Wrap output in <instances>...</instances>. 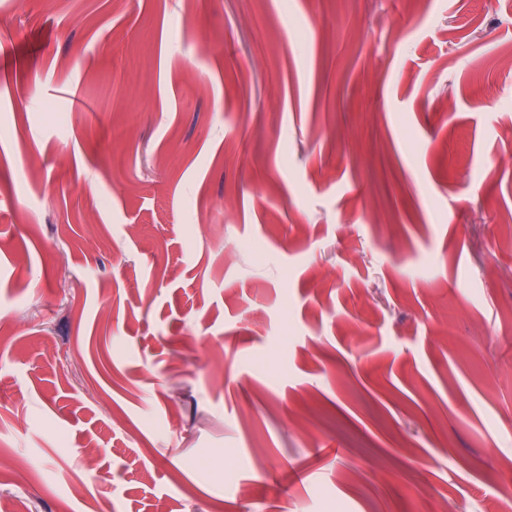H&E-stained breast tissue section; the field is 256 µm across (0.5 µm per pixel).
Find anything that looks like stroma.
Wrapping results in <instances>:
<instances>
[{
	"instance_id": "obj_1",
	"label": "stroma",
	"mask_w": 512,
	"mask_h": 512,
	"mask_svg": "<svg viewBox=\"0 0 512 512\" xmlns=\"http://www.w3.org/2000/svg\"><path fill=\"white\" fill-rule=\"evenodd\" d=\"M0 456L23 512H512V0H0Z\"/></svg>"
}]
</instances>
